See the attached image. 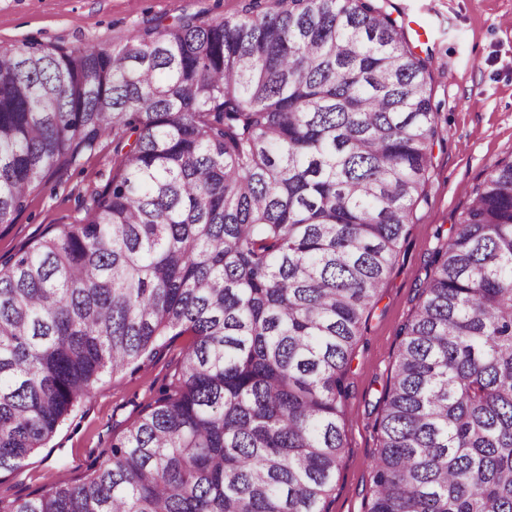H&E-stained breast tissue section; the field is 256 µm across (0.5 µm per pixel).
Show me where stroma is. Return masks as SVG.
I'll return each instance as SVG.
<instances>
[{"instance_id":"stroma-1","label":"stroma","mask_w":512,"mask_h":512,"mask_svg":"<svg viewBox=\"0 0 512 512\" xmlns=\"http://www.w3.org/2000/svg\"><path fill=\"white\" fill-rule=\"evenodd\" d=\"M246 0H0V45L118 43L181 15L232 18ZM414 50L427 62L431 102L444 139L433 150L425 196L361 330L348 375L345 452L329 512H367L377 448L380 397L393 371L400 326L412 315L437 229L453 232L474 186L512 152V0H386ZM115 136L29 196L14 223L0 224V260L34 246L50 230L80 223L92 196L112 176ZM173 338L137 370L104 376L52 439L14 473L0 475V498H24L58 481L78 482L104 461L112 442L170 382L191 343Z\"/></svg>"}]
</instances>
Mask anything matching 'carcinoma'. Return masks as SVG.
Returning <instances> with one entry per match:
<instances>
[{
  "mask_svg": "<svg viewBox=\"0 0 512 512\" xmlns=\"http://www.w3.org/2000/svg\"><path fill=\"white\" fill-rule=\"evenodd\" d=\"M426 71L380 0L0 47V224L135 135L83 223L0 264V473L194 336L108 459L0 512H328L354 346L441 135ZM398 337L368 512H512V155Z\"/></svg>",
  "mask_w": 512,
  "mask_h": 512,
  "instance_id": "obj_1",
  "label": "carcinoma"
}]
</instances>
